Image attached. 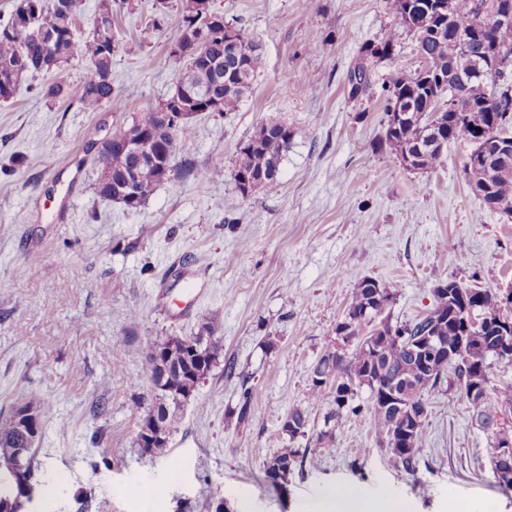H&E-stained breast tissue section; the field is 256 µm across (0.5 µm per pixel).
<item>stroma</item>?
I'll return each instance as SVG.
<instances>
[{"label": "stroma", "instance_id": "stroma-1", "mask_svg": "<svg viewBox=\"0 0 512 512\" xmlns=\"http://www.w3.org/2000/svg\"><path fill=\"white\" fill-rule=\"evenodd\" d=\"M154 2L112 0L125 47L112 59L111 104L84 110L78 59L0 102V420L32 401L43 424L33 496L18 512H208L219 500L225 512H298L342 485L408 512H448L452 501L512 512L488 437L455 391L428 396L413 472L362 415L335 427L329 449L311 447L325 403L308 408V436L280 431L289 409L307 408L312 368L361 279L398 284L395 322L430 308L440 279L512 288V220L471 192L470 145L449 144L423 172L383 144L384 87L418 67L413 36L402 34L353 99L347 74L362 44L397 26L384 0H210L260 44L265 66L235 111L193 122L190 159L220 177L169 178L129 210L96 193L95 156L176 82L179 0L161 35L139 42ZM54 80L69 98L43 97ZM270 120L288 124L293 143L276 186L242 197L238 149ZM207 322L223 354L181 411L168 457L152 458L135 443L155 395L145 356ZM247 387L253 416L240 427L232 411ZM290 443L307 460L278 490L263 464Z\"/></svg>", "mask_w": 512, "mask_h": 512}]
</instances>
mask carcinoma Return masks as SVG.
Instances as JSON below:
<instances>
[{"instance_id":"obj_1","label":"carcinoma","mask_w":512,"mask_h":512,"mask_svg":"<svg viewBox=\"0 0 512 512\" xmlns=\"http://www.w3.org/2000/svg\"><path fill=\"white\" fill-rule=\"evenodd\" d=\"M512 0H446L447 10L435 13L433 0H386L388 9L397 17L399 29L391 32L379 45L365 43L360 49L362 62L348 73L350 94L357 96L369 86L368 64L393 54L401 31L413 34L420 65L433 75L429 79L419 71L396 73L386 86L388 92L385 113L389 114L385 142L395 151L405 169L432 170L445 156L444 147L450 142H464L475 146L480 139L495 132L503 139L512 140V81L492 68L486 60L489 47L497 46L512 53V25L501 26L494 19V4ZM170 8L169 0H156L155 17L142 30L141 42L146 43L161 31ZM181 25L177 39L183 40L200 27L208 26L211 42L200 52H191L183 59L184 71L179 77L187 80L197 91L221 93L219 112L235 110L249 92L254 76L264 67L265 59L259 46L243 30L237 33V49L227 55L224 48V16H201L195 0H180ZM81 0H17L9 18L0 21V101L13 97L19 83L29 76L51 71L72 59L84 63L83 80L78 100L83 108L95 111L113 101L112 58L121 47L119 33L112 27L93 24L84 32L79 24ZM56 36L54 51L44 54L41 36ZM468 49L471 69L481 73L486 83H501V97L490 105L471 104L472 89L460 81L457 74L463 49ZM233 74L229 84H215V69ZM455 86L460 94L463 111H438V78ZM71 94L63 81L43 87L44 98L57 101ZM177 108L165 99L158 105L141 111L126 129L131 140L148 133L151 147L174 146L173 153L188 155L193 146L192 120L187 119L175 127L160 121L157 113ZM400 115H395L396 111ZM267 135L257 131L239 149L234 170L236 188L245 198L256 197L270 191L277 184L279 167L288 153L294 133L288 125L271 121ZM134 166L131 154L112 148L97 161L96 192L101 197L123 205L129 210L138 208L154 188L171 173L182 178L208 180L212 171L196 170L189 166L147 163L138 169L140 185L145 192L135 203L128 202L116 190L124 174ZM464 173L473 194L485 207L512 219V159L504 162L464 163ZM372 279L360 281L335 331L345 328L349 335L359 337L348 354L325 353L313 366L312 375L322 382L312 381L307 397L308 407L292 408L287 417L295 429L287 433L292 442L307 433L308 408L322 404L334 387H344L339 377L355 373L363 378L350 390L348 401L336 403V410L328 417L340 423L344 414H365L371 422L378 442L409 472L416 471L418 445L425 438V422L411 424L408 415L393 405L382 402L383 392L392 390L393 381L406 382L407 401L416 405L426 401L431 391L448 385L463 398L471 409L472 417L482 420V431L490 439V461L494 473L508 468L499 454L500 446L512 441V426L495 421L494 416L503 409L512 410V385L498 387L494 383L493 362H512L498 351V330L503 312L497 304V293L489 288H472L457 280L451 282V292L432 288L433 304L424 315L411 322L391 324L386 309L396 300L398 286L381 285L382 300L372 302ZM475 316L480 334L470 336L465 353L454 359L436 360L430 370L421 368L413 353L404 350L395 337L382 338L390 331H405L411 339L424 332L436 336L448 349L458 346V338L465 332L464 320ZM212 334L204 325L193 336H169L155 346L154 353L146 356V374L154 391V407L163 410L177 393L195 392L199 384L212 372L221 356L222 347L209 342L205 335ZM168 370L176 378L173 383L160 385L156 377ZM366 387L367 400L355 403L357 389ZM476 394H471L473 388ZM252 392L243 390L237 411L238 424L251 420ZM178 413L172 412L162 419L164 437L157 438L145 449L155 458L167 456L169 439ZM23 447L22 431L13 417L0 421V475L10 474ZM305 456L299 449L288 447L278 450L264 463L265 480L280 488L286 478H277V470L294 471L303 466Z\"/></svg>"}]
</instances>
